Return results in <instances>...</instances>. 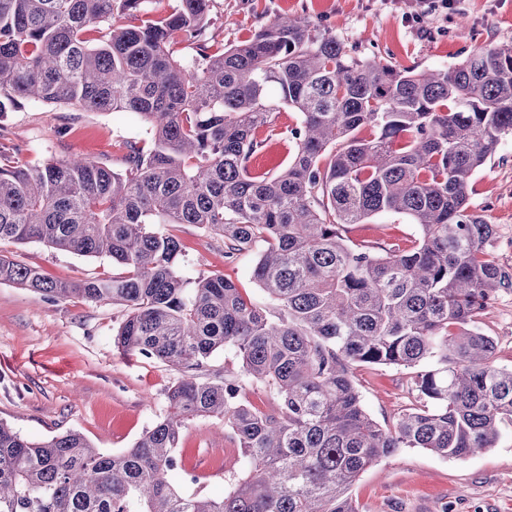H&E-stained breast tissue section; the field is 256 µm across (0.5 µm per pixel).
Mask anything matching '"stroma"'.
<instances>
[{
    "instance_id": "stroma-1",
    "label": "stroma",
    "mask_w": 512,
    "mask_h": 512,
    "mask_svg": "<svg viewBox=\"0 0 512 512\" xmlns=\"http://www.w3.org/2000/svg\"><path fill=\"white\" fill-rule=\"evenodd\" d=\"M419 0H213L207 36L214 50L239 44L289 13L329 31L358 56L419 71L452 66L479 48L512 43V0H454L422 22L409 21ZM298 115L282 110L279 135L252 158L258 176L270 177L291 162L296 143L288 135ZM143 123L124 112H90L72 106L24 104L0 117V145L43 164L81 157L121 171L131 144L147 145ZM472 211L496 227L490 251L512 269V135L504 136L472 179ZM183 245L179 271L231 278L253 300L267 297L255 283V257L224 258L222 238L192 224L176 228ZM357 242L408 246L420 235L402 215L384 213L348 228ZM0 254L37 267L52 280L78 282L112 276L107 257H85L39 242L0 243ZM118 307L80 298L51 301L14 284H0V420L32 441L75 431L107 452L131 447L167 413L165 392L177 372L158 359L124 354L112 336ZM477 327L496 342L495 363L512 368V292H503ZM415 369L359 367L355 383L362 404L383 427L423 406ZM192 480L186 493L203 490L219 499L242 459L230 430L200 418L184 430L176 450ZM359 512H512V424H504L495 448L465 459H444L423 448H403L364 472L351 490Z\"/></svg>"
}]
</instances>
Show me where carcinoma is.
I'll use <instances>...</instances> for the list:
<instances>
[{
	"label": "carcinoma",
	"instance_id": "obj_1",
	"mask_svg": "<svg viewBox=\"0 0 512 512\" xmlns=\"http://www.w3.org/2000/svg\"><path fill=\"white\" fill-rule=\"evenodd\" d=\"M145 2L0 0V116L28 102L130 112L150 135L121 172L84 158L0 162V242L123 269L66 283L1 256L0 282L122 308L117 349L178 373L166 416L117 453L77 432L34 442L0 420V512H357L350 487L402 448L462 459L495 447L512 423V369L494 364L495 342L476 323L512 271L489 253L495 226L468 198L512 133V44L415 71L279 15L214 52L212 0L128 23ZM183 41L189 58L170 50ZM283 108L300 116L292 161L271 178L248 175ZM364 127L371 137L356 136ZM381 213L409 217L420 238L378 251L345 236ZM180 224L222 237L226 258L257 253L253 278L269 302L222 274L183 279ZM226 346L238 371L202 379ZM428 361L438 368L414 384L431 405L381 426L355 370ZM246 379L278 407L247 402ZM200 417L231 429L245 462L220 499L175 486L181 434Z\"/></svg>",
	"mask_w": 512,
	"mask_h": 512
}]
</instances>
